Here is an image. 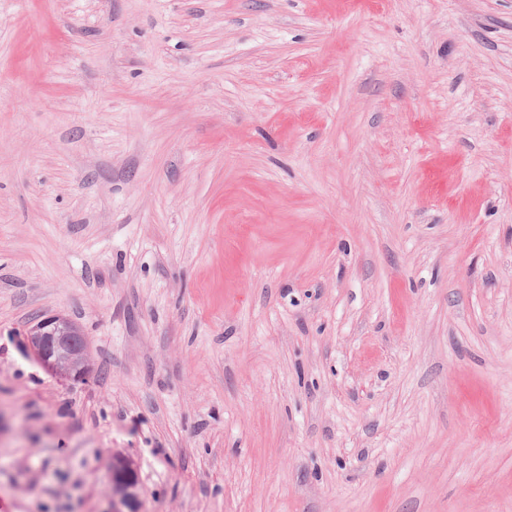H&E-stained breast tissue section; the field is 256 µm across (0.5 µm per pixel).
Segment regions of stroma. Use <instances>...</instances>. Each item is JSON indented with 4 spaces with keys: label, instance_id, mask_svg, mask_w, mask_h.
<instances>
[{
    "label": "stroma",
    "instance_id": "obj_1",
    "mask_svg": "<svg viewBox=\"0 0 512 512\" xmlns=\"http://www.w3.org/2000/svg\"><path fill=\"white\" fill-rule=\"evenodd\" d=\"M117 455L142 512H512V0H0V512ZM30 325L26 342L40 363L74 382L89 379V342L73 320L62 314H40Z\"/></svg>",
    "mask_w": 512,
    "mask_h": 512
}]
</instances>
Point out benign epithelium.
Segmentation results:
<instances>
[{
    "label": "benign epithelium",
    "mask_w": 512,
    "mask_h": 512,
    "mask_svg": "<svg viewBox=\"0 0 512 512\" xmlns=\"http://www.w3.org/2000/svg\"><path fill=\"white\" fill-rule=\"evenodd\" d=\"M26 342L37 360L74 382L90 376V346L79 326L62 314H41L30 322ZM112 494L132 504L137 500L136 479L127 461L113 463L109 475Z\"/></svg>",
    "instance_id": "benign-epithelium-1"
}]
</instances>
